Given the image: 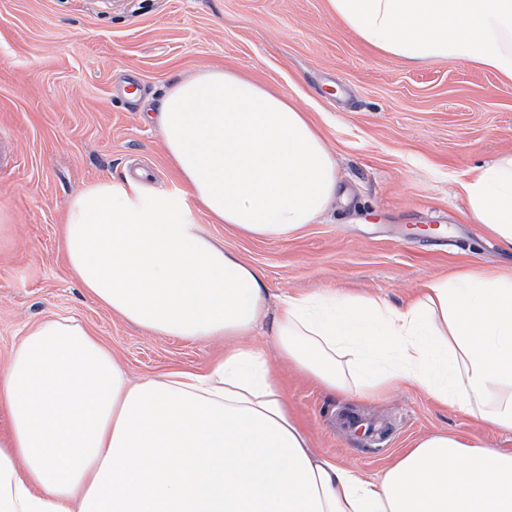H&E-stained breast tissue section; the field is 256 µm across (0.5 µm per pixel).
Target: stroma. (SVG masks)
I'll use <instances>...</instances> for the list:
<instances>
[{"instance_id":"stroma-1","label":"stroma","mask_w":512,"mask_h":512,"mask_svg":"<svg viewBox=\"0 0 512 512\" xmlns=\"http://www.w3.org/2000/svg\"><path fill=\"white\" fill-rule=\"evenodd\" d=\"M224 67L289 95L320 127L347 202L281 239L191 216L260 268L264 321L289 293L379 296L401 308L463 265L512 277V250L471 217L470 167L512 155V82L459 61L410 66L366 44L328 0H0V369L46 317L92 330L131 380L206 370L224 350L156 336L95 302L59 249L66 202L96 180L143 171L174 192L147 115L182 74ZM278 366L316 447L378 477L428 435L512 454V432L408 386L372 399L326 393ZM386 420L384 450L343 434L337 410Z\"/></svg>"}]
</instances>
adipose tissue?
<instances>
[{"instance_id":"adipose-tissue-1","label":"adipose tissue","mask_w":512,"mask_h":512,"mask_svg":"<svg viewBox=\"0 0 512 512\" xmlns=\"http://www.w3.org/2000/svg\"><path fill=\"white\" fill-rule=\"evenodd\" d=\"M370 46L409 64L454 59L512 80V0H328ZM182 185L105 177L69 199L62 246L96 302L157 336L224 338L203 372L132 384L85 326L49 317L0 370V512H512V454L420 440L366 479L320 449L267 353L263 272L203 234L188 203L280 239L340 194L308 113L228 69L171 81L149 114ZM473 219L512 249V157L463 184ZM277 353L323 390L414 386L512 431V278L462 271L398 309L333 291L281 297Z\"/></svg>"}]
</instances>
